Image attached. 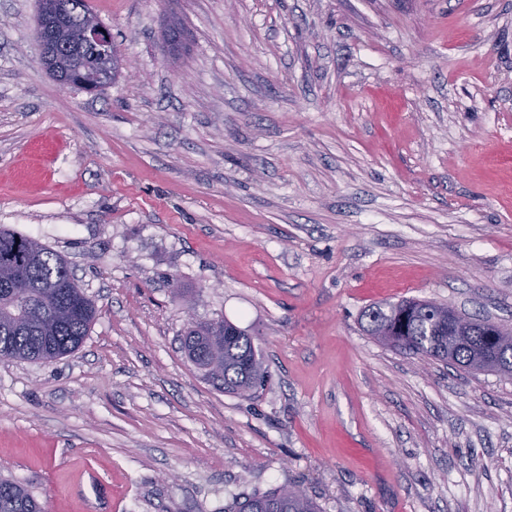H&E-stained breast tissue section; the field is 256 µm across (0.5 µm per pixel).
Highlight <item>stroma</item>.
Returning <instances> with one entry per match:
<instances>
[{
	"label": "stroma",
	"mask_w": 512,
	"mask_h": 512,
	"mask_svg": "<svg viewBox=\"0 0 512 512\" xmlns=\"http://www.w3.org/2000/svg\"><path fill=\"white\" fill-rule=\"evenodd\" d=\"M133 74L40 64L0 0V227L98 310L0 361V475L45 512H512V378L392 351L361 314L432 300L512 327V0H89ZM186 50L173 58L166 20ZM247 330L248 399L182 348ZM288 493V495H287ZM296 494L299 496L297 497ZM318 504L305 492L288 484L262 493H254L243 501L237 499L224 512H319Z\"/></svg>",
	"instance_id": "stroma-1"
}]
</instances>
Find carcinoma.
<instances>
[{
	"label": "carcinoma",
	"mask_w": 512,
	"mask_h": 512,
	"mask_svg": "<svg viewBox=\"0 0 512 512\" xmlns=\"http://www.w3.org/2000/svg\"><path fill=\"white\" fill-rule=\"evenodd\" d=\"M68 2L69 9L56 20L67 40L86 16L93 15L88 0ZM47 52L52 74L60 78L97 67L90 46L65 50L50 41ZM95 317L94 303L77 286L62 256L32 238L0 228L1 361L51 362L65 357L82 345ZM363 318L365 332L373 337L378 324H386L391 335L382 343L403 354L441 362L450 357L460 367L512 376V358L498 352L501 326L488 325L484 318L466 317L469 327L464 336L435 320L422 300L376 305ZM184 346L189 360L228 393L247 397L264 379L265 368L252 338L223 319L189 325ZM0 512L43 510L26 486L0 477ZM224 512H319V506L305 492L283 484L235 500Z\"/></svg>",
	"instance_id": "obj_1"
}]
</instances>
